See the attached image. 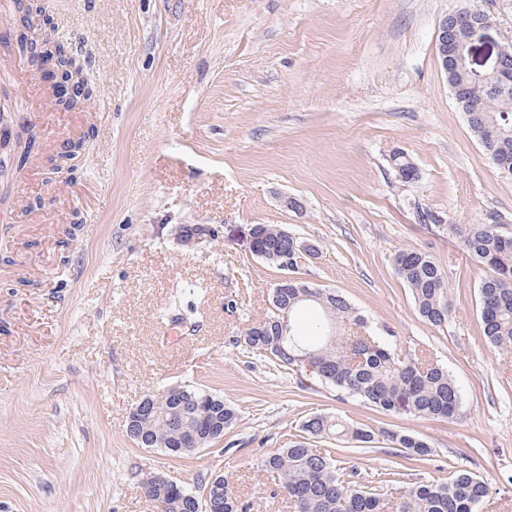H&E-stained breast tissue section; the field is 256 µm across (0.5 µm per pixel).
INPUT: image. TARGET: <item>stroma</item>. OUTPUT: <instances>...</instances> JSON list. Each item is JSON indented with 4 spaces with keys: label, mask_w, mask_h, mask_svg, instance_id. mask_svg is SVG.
Wrapping results in <instances>:
<instances>
[{
    "label": "stroma",
    "mask_w": 512,
    "mask_h": 512,
    "mask_svg": "<svg viewBox=\"0 0 512 512\" xmlns=\"http://www.w3.org/2000/svg\"><path fill=\"white\" fill-rule=\"evenodd\" d=\"M473 6L512 45V0H53L56 36L97 92L57 113L64 139L85 143L77 178L47 181L59 144L39 134L0 209V512H156L146 476L194 488L217 472L253 512H294L263 463L314 414L375 433L367 451L310 441L362 485L466 469L489 483L476 512H512V351L486 340L487 271L452 231L512 234V179L471 132L436 45L440 19ZM397 154L415 181H401ZM64 195L84 220L77 238L15 218ZM180 224L217 236L184 245ZM256 224L314 244L299 278L344 296L370 332L446 365L455 414L392 415L309 364L246 350L239 338L270 314L282 277L251 251ZM401 251L445 271V325L418 315ZM175 385L223 396L237 423L187 456L138 447L130 413ZM386 429L423 438L430 458L396 454Z\"/></svg>",
    "instance_id": "stroma-1"
}]
</instances>
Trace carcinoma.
Segmentation results:
<instances>
[{
	"instance_id": "obj_1",
	"label": "carcinoma",
	"mask_w": 512,
	"mask_h": 512,
	"mask_svg": "<svg viewBox=\"0 0 512 512\" xmlns=\"http://www.w3.org/2000/svg\"><path fill=\"white\" fill-rule=\"evenodd\" d=\"M58 63L79 79L85 97L95 83L61 40L52 43ZM468 99L457 102L469 127L500 172L512 177V84L493 89L482 81L467 82ZM460 237L464 252L490 274L479 286L483 332L489 343L512 350V236L501 234L494 224L450 226ZM256 256L282 270L288 256V273L298 271L304 242L272 224H255ZM397 275L410 288L419 316L433 326L448 321L450 309L445 272L419 251L399 252L394 257ZM350 320L360 328L364 319L340 294L314 288L294 277L275 285L272 311L247 329L242 342L252 352L268 357L281 367L308 362L327 384L394 414L448 418L460 401L458 386L443 366L417 357L399 355L390 344L364 332L339 343L332 324ZM150 413L127 432L142 448H159L174 456L197 452L198 439L211 442L224 436L237 421V413L224 398L209 391L181 386L173 395L152 396ZM301 439L269 454L266 470L277 474L279 488L295 512H475L487 497L489 484L479 475L461 470L445 483L420 481L387 496L348 480L344 469L329 454L309 447L306 437H344L369 448L372 432L323 414L307 418ZM382 435L417 460L431 454L426 441L384 430ZM143 488L162 504L163 512H195L205 496L221 490L220 512H250L251 504L235 497L227 480L217 478L193 491L163 474L143 481Z\"/></svg>"
}]
</instances>
